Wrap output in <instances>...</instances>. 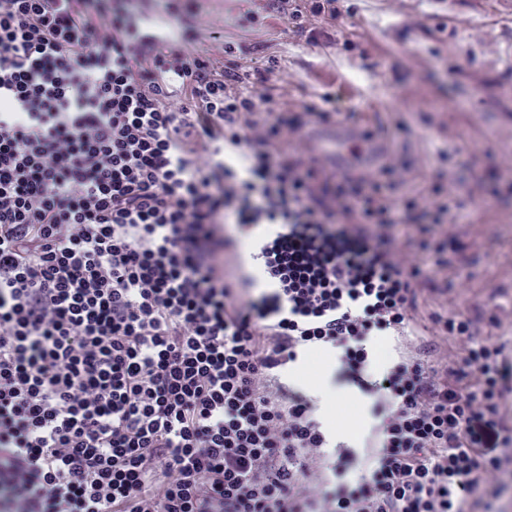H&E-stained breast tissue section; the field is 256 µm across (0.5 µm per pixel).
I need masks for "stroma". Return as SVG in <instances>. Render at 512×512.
Segmentation results:
<instances>
[{
    "instance_id": "obj_1",
    "label": "stroma",
    "mask_w": 512,
    "mask_h": 512,
    "mask_svg": "<svg viewBox=\"0 0 512 512\" xmlns=\"http://www.w3.org/2000/svg\"><path fill=\"white\" fill-rule=\"evenodd\" d=\"M133 15L163 27L188 28L195 47L216 65L224 47L245 44L243 64L277 66L268 92L280 113L326 93L353 109L351 130L384 125L386 147L409 165L420 186L449 183L470 214L466 224L415 232L409 252L444 245L442 264L427 262L417 281V308L407 335L379 336L371 367L392 366L407 344L457 358L439 321L473 318L474 337H512V169L491 171V156L512 148V15L494 0H340L338 18L308 16L297 31L275 0H125ZM254 21H247L245 12ZM452 146L447 159L436 147ZM278 381L310 397L332 454L364 460L377 441L374 396L339 372L338 353L305 351L279 368Z\"/></svg>"
}]
</instances>
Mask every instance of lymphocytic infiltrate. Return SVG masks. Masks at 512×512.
Here are the masks:
<instances>
[{"label": "lymphocytic infiltrate", "mask_w": 512, "mask_h": 512, "mask_svg": "<svg viewBox=\"0 0 512 512\" xmlns=\"http://www.w3.org/2000/svg\"><path fill=\"white\" fill-rule=\"evenodd\" d=\"M121 0H0V512H462L511 459L504 343L443 326L461 367L413 349L368 382L379 446L329 459L277 368L314 346L344 372L406 333L423 224L404 178L319 174L298 148L336 97L283 119L270 69L223 70ZM252 227L269 291L226 268Z\"/></svg>", "instance_id": "1"}]
</instances>
